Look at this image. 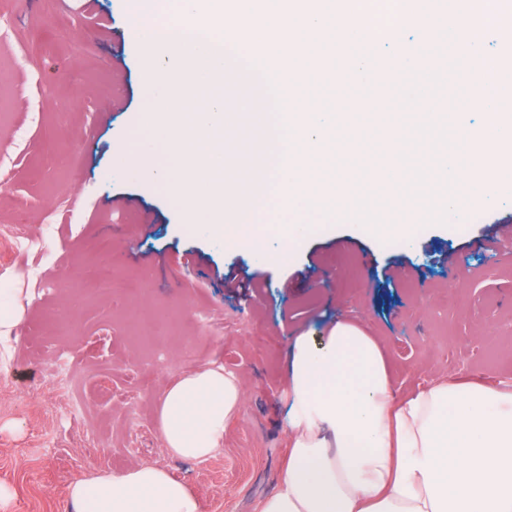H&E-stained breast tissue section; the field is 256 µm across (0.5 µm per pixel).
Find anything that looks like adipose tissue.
Returning a JSON list of instances; mask_svg holds the SVG:
<instances>
[{
    "label": "adipose tissue",
    "instance_id": "adipose-tissue-1",
    "mask_svg": "<svg viewBox=\"0 0 512 512\" xmlns=\"http://www.w3.org/2000/svg\"><path fill=\"white\" fill-rule=\"evenodd\" d=\"M240 378L205 364L160 401L167 455L224 446ZM288 457L259 512H512V385L440 381L396 398L380 342L339 320L297 336L288 363ZM75 512H202L188 482L141 465L73 483Z\"/></svg>",
    "mask_w": 512,
    "mask_h": 512
}]
</instances>
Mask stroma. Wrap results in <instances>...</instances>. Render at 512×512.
<instances>
[{
  "mask_svg": "<svg viewBox=\"0 0 512 512\" xmlns=\"http://www.w3.org/2000/svg\"><path fill=\"white\" fill-rule=\"evenodd\" d=\"M124 0H0V313L23 315L0 342V512H71L69 487L93 471L166 468L189 482L203 512H255L276 491L288 453L282 397L297 336L337 319L383 343L396 395L437 379L512 381V193L473 200L454 225L417 226L418 245L389 248L345 217L310 212L300 246L282 253L290 214L274 198L261 223L268 255L231 248L187 223L142 164H172L140 127L151 105L148 59L125 37ZM432 111L465 106L463 64L444 41ZM355 151L336 150V172L363 179L354 155L377 160L381 133L364 120ZM84 157L80 172L65 164ZM117 276L138 288L79 293L99 244ZM433 246L452 264L427 259ZM391 266L395 279L381 274ZM233 273L247 295L225 287ZM169 320L142 340L132 317ZM213 362L239 375L243 405L224 446L203 462L169 457L157 408L184 370Z\"/></svg>",
  "mask_w": 512,
  "mask_h": 512,
  "instance_id": "35a3bbf8",
  "label": "stroma"
}]
</instances>
